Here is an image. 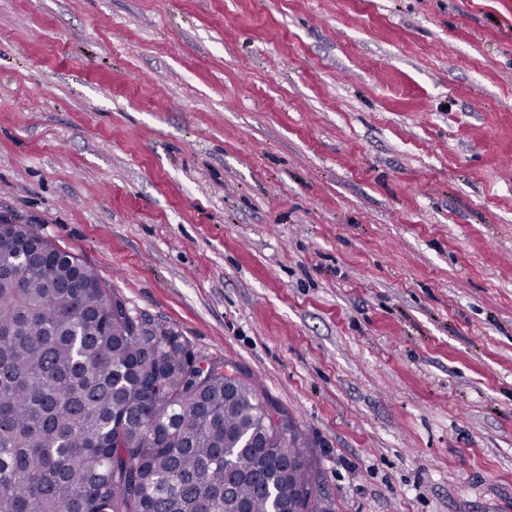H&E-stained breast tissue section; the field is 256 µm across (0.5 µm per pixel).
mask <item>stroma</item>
I'll use <instances>...</instances> for the list:
<instances>
[{"label": "stroma", "mask_w": 512, "mask_h": 512, "mask_svg": "<svg viewBox=\"0 0 512 512\" xmlns=\"http://www.w3.org/2000/svg\"><path fill=\"white\" fill-rule=\"evenodd\" d=\"M0 215L256 379L329 512H512V0H0Z\"/></svg>", "instance_id": "35a3bbf8"}]
</instances>
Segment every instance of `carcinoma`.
<instances>
[{"label": "carcinoma", "mask_w": 512, "mask_h": 512, "mask_svg": "<svg viewBox=\"0 0 512 512\" xmlns=\"http://www.w3.org/2000/svg\"><path fill=\"white\" fill-rule=\"evenodd\" d=\"M0 223V512H317L314 463L247 377L203 379L72 253Z\"/></svg>", "instance_id": "carcinoma-1"}]
</instances>
